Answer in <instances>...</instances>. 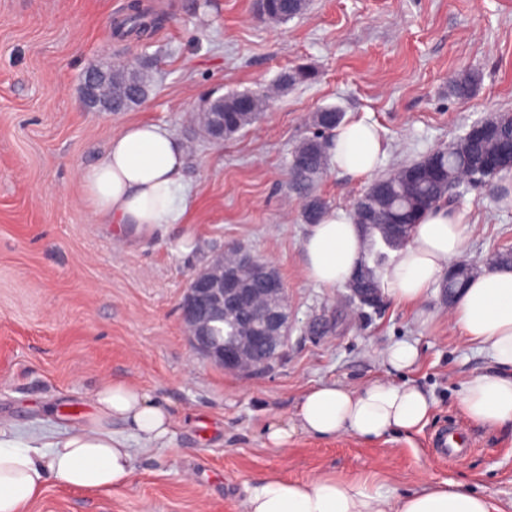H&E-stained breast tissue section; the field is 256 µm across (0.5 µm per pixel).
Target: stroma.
<instances>
[{"label":"stroma","mask_w":512,"mask_h":512,"mask_svg":"<svg viewBox=\"0 0 512 512\" xmlns=\"http://www.w3.org/2000/svg\"><path fill=\"white\" fill-rule=\"evenodd\" d=\"M134 3L160 23L119 37L115 26ZM104 61L146 68L148 98L125 112L84 109L81 76ZM299 65L314 80L277 89L278 75ZM463 72L479 78L466 99L449 88ZM236 91L266 94L260 118L209 138L202 102ZM327 106L379 126L381 176L479 119L512 113V0H309L283 23L258 19L253 0H0V421L84 423L95 392L117 379L176 419L167 442L138 455L123 488L51 485L30 512H242L247 487L271 473L373 475L398 495L448 480L512 512V426L489 431L459 410L463 384L490 361L449 325L442 289L432 288L420 313L390 300L360 311L343 289L304 275L306 225L288 166ZM138 121L168 127L187 152L182 222L145 233L98 223L80 180L112 136ZM504 186L512 189V176L453 205L469 224L463 258L479 268L512 248ZM367 187L331 168L316 191L348 211ZM233 245L273 262L288 288V343L264 372L213 365L179 319L191 274ZM406 338L421 359L397 372L382 353ZM376 379H410L432 394L421 432L374 442L297 433L287 448L267 446L268 425L292 421L305 390ZM450 427L468 433L472 449L446 463L429 441Z\"/></svg>","instance_id":"obj_1"}]
</instances>
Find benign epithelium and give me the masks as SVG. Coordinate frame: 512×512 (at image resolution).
<instances>
[{
  "instance_id": "1",
  "label": "benign epithelium",
  "mask_w": 512,
  "mask_h": 512,
  "mask_svg": "<svg viewBox=\"0 0 512 512\" xmlns=\"http://www.w3.org/2000/svg\"><path fill=\"white\" fill-rule=\"evenodd\" d=\"M111 74L85 71L80 100L83 107L112 111L107 94ZM347 299L358 309H376L377 291L363 285L357 271L346 285ZM179 315L191 347L226 371L249 373L268 369L288 341V289L279 271L238 247H231L195 271L179 303ZM239 319L243 324L226 343L213 333L214 323Z\"/></svg>"
}]
</instances>
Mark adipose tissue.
I'll return each instance as SVG.
<instances>
[{
  "label": "adipose tissue",
  "instance_id": "ef3b65f1",
  "mask_svg": "<svg viewBox=\"0 0 512 512\" xmlns=\"http://www.w3.org/2000/svg\"><path fill=\"white\" fill-rule=\"evenodd\" d=\"M386 153L378 127L353 120L332 140L336 169L366 178ZM185 153L166 127L147 121L126 125L103 157L84 168L85 203L104 224L146 230L178 223L176 195L184 187ZM464 216L447 207L427 212L412 242L385 274L386 299L420 306L449 264L465 248ZM362 238L351 214L330 209L309 225L302 241L304 273L322 288L345 285L358 267ZM452 320L465 343L485 351L492 372L464 383L458 404L474 424L495 429L512 425V267L490 265L476 275L453 305ZM434 402L419 386L374 380L359 387L322 383L305 391L293 425H269L268 443L288 445L291 428L317 437L352 435L376 441L389 433L421 430ZM90 422L63 429L25 430L0 426V512H27L48 485L109 493L129 481L135 443L152 448L172 435L173 416L140 386L115 380L94 397ZM124 425L125 434L112 430ZM244 512H503L494 500L459 485L428 482L395 495L378 479L316 474L305 479L270 475L248 488Z\"/></svg>",
  "mask_w": 512,
  "mask_h": 512
}]
</instances>
